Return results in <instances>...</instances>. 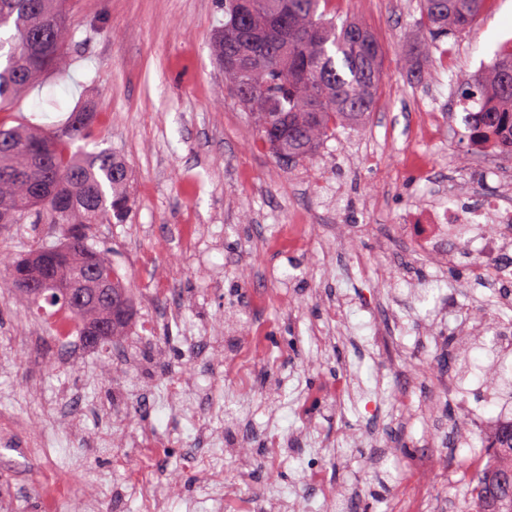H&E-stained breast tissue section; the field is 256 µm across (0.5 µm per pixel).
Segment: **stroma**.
Here are the masks:
<instances>
[{"mask_svg":"<svg viewBox=\"0 0 512 512\" xmlns=\"http://www.w3.org/2000/svg\"><path fill=\"white\" fill-rule=\"evenodd\" d=\"M332 7L382 47L377 107L285 170L211 60L219 0H67L75 38L65 67L9 110L50 127L92 108L101 147L127 159L134 219L93 234L126 275L136 315L112 345L64 353L33 328L23 298L0 294V422L11 428L0 498L14 512H47L33 474L69 478L70 512L87 497L104 512H147L113 468L134 449L99 444L140 428L164 448L149 479L169 492V512H215L227 486L256 508L282 490L288 512H324L321 485L358 512H468L464 488L448 481L461 473L448 436L464 418L424 379L432 366L456 372L487 413L512 402L484 353L499 296L479 285L478 244L443 265L397 233L411 212L492 190L456 113L457 86L512 52V0H486L418 81L401 57L417 0ZM57 238L44 224H12L0 227V250L18 256ZM253 328L259 349L239 352ZM184 380L220 437L205 489L184 457L193 424L157 401ZM64 388L86 406L83 437L58 409ZM235 429L251 462L243 485L223 455Z\"/></svg>","mask_w":512,"mask_h":512,"instance_id":"35a3bbf8","label":"stroma"}]
</instances>
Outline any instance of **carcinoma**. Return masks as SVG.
<instances>
[{"label": "carcinoma", "mask_w": 512, "mask_h": 512, "mask_svg": "<svg viewBox=\"0 0 512 512\" xmlns=\"http://www.w3.org/2000/svg\"><path fill=\"white\" fill-rule=\"evenodd\" d=\"M333 0H222L224 23L210 44L211 58L224 72V86L248 112L262 144L284 170L316 155L342 127H362L376 108L382 81V50L359 21H336ZM485 0H418L416 24L421 37L404 49L412 78L419 80L435 52L448 53L444 39L470 29ZM75 37L62 0H0V224H55L70 252V264L54 271L41 294L17 284L13 273L33 254L12 258L0 252V290L23 296L35 309L65 310L75 333L107 316L100 305L74 307L55 283L74 281L94 263L110 281L117 300L129 309L112 319V336L91 348L112 343L130 326L131 289L116 277L112 261L93 243L96 224H127L133 216L130 170L110 148L75 152L77 141L95 140V114L75 111L52 132L12 124L3 111L40 76L58 68L65 46ZM512 52L497 58L466 95L481 103L470 138L491 140L509 130L512 148ZM512 472V424L488 446L487 460L468 476L477 512H512V498L495 496L500 475Z\"/></svg>", "instance_id": "carcinoma-1"}]
</instances>
